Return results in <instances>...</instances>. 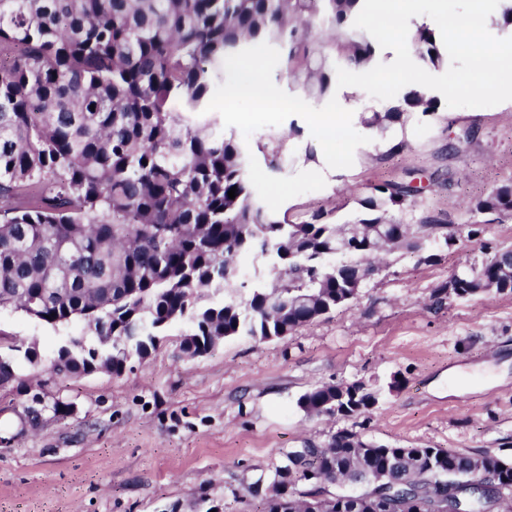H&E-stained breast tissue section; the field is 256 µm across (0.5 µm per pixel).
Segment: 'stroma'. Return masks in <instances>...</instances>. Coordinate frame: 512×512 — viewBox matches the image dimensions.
Returning <instances> with one entry per match:
<instances>
[{"instance_id": "35a3bbf8", "label": "stroma", "mask_w": 512, "mask_h": 512, "mask_svg": "<svg viewBox=\"0 0 512 512\" xmlns=\"http://www.w3.org/2000/svg\"><path fill=\"white\" fill-rule=\"evenodd\" d=\"M263 65L279 104L229 102L220 89L209 106L248 151L251 189L269 209L294 219L323 209L341 223L373 185L404 181L419 192L402 222L444 224L447 233L417 252L381 254L354 300L283 338L236 336L190 357L174 325L121 376L0 387V512H260L255 490L272 482L289 452L325 447L343 432L512 459V292L457 299L446 289L454 272L512 247V218L491 221L471 208L512 184V101L414 112L382 138L359 120L379 105L364 90L344 87L295 109L279 53L268 51ZM340 103L346 122L328 145L314 119ZM276 132L288 136L278 173L256 149ZM83 331L79 321L54 328L0 309V333L36 345L46 363ZM353 382L377 390L369 412L309 416L297 405L313 386ZM56 400L72 413L54 417ZM40 401L47 409L39 425L22 427Z\"/></svg>"}]
</instances>
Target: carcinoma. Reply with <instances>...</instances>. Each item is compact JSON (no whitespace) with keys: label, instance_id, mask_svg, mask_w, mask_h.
<instances>
[{"label":"carcinoma","instance_id":"1","mask_svg":"<svg viewBox=\"0 0 512 512\" xmlns=\"http://www.w3.org/2000/svg\"><path fill=\"white\" fill-rule=\"evenodd\" d=\"M361 0H0V308L34 312L52 327L88 317L85 336L69 338L51 369L82 375L99 349L87 336L112 337V374L146 359L160 336L185 326L181 349L192 357L246 334L284 337L347 303L372 256L414 236L395 218L416 194L409 183H382L350 220L370 231L347 249V224L315 211L294 222L253 194L249 156L209 111L224 83L225 61L245 52L285 51L289 85L303 99L331 96L335 67L373 65L375 39L353 26ZM425 25L411 34L416 54L445 64ZM435 113L416 84L400 99L360 115L385 134L409 112ZM287 136L257 144L267 165L284 168ZM236 188L231 199L228 191ZM472 210L512 216V184L475 201ZM273 273L243 302L213 304L211 294L244 286L239 258ZM512 273V249L451 276L450 295H473ZM29 349L0 350V381L26 388ZM339 386L314 387L298 400L308 415L338 406L364 413L376 393L361 388L338 401ZM493 454L448 448H399L341 433L323 448L288 454V466L321 470L336 482L358 471L383 477L371 492L389 495L395 512H512V467L479 485L462 481ZM376 512L343 495L280 492L264 512Z\"/></svg>","mask_w":512,"mask_h":512}]
</instances>
